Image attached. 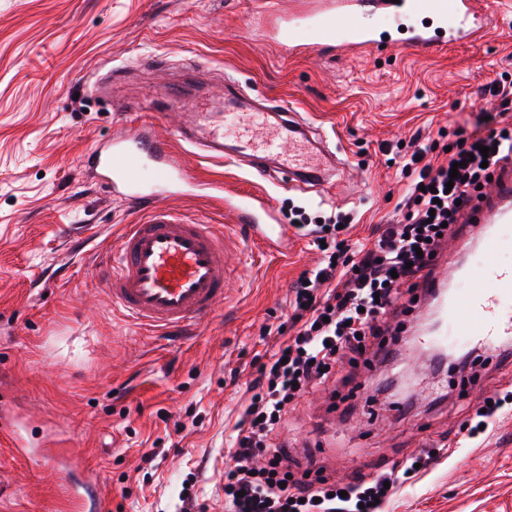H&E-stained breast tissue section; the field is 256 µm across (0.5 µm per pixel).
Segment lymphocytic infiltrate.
<instances>
[{
	"label": "lymphocytic infiltrate",
	"instance_id": "lymphocytic-infiltrate-1",
	"mask_svg": "<svg viewBox=\"0 0 512 512\" xmlns=\"http://www.w3.org/2000/svg\"><path fill=\"white\" fill-rule=\"evenodd\" d=\"M447 136V160L429 162L426 145L404 158L414 178L397 206L400 218L380 225L371 243L350 242L349 215L299 223L323 258L297 279L290 317L295 333L260 368L238 415L235 466L224 474L229 512H383L392 497L400 481L393 468L342 487L289 482L288 446L279 429L290 406L310 389L336 381L344 362L392 356L397 338L390 321L402 313L404 293L430 280L434 256L471 193L488 185L497 163L512 157V122L499 112L469 128L450 127Z\"/></svg>",
	"mask_w": 512,
	"mask_h": 512
}]
</instances>
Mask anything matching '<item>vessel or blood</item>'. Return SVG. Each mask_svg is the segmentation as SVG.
<instances>
[{
  "instance_id": "vessel-or-blood-1",
  "label": "vessel or blood",
  "mask_w": 512,
  "mask_h": 512,
  "mask_svg": "<svg viewBox=\"0 0 512 512\" xmlns=\"http://www.w3.org/2000/svg\"><path fill=\"white\" fill-rule=\"evenodd\" d=\"M420 16L425 24H417ZM492 22L479 0H316L279 17L270 37L289 56H342L396 40L434 54L458 40L485 38ZM176 138L208 147L214 160L247 161L258 178L282 174L312 188L323 186L339 164L335 144L306 114L249 97L230 74L224 77L223 111L196 105ZM86 164L109 193L151 205L143 223L125 226L118 249L96 270L113 306L164 334L209 319L223 304L232 275L224 232L156 205L161 193H179L190 181L187 170L172 161L169 142L140 127L93 150ZM493 184L494 191L472 200L463 217L480 229L477 248L448 278L433 282L442 294L434 304L438 324L427 342L442 352L459 344L492 349L512 336V261L504 257L512 249V161L497 169ZM226 204L255 238L273 247L282 242L283 228L271 223L261 199L235 196ZM68 497L83 512H104L84 475L72 477Z\"/></svg>"
}]
</instances>
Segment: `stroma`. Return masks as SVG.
I'll return each mask as SVG.
<instances>
[{"instance_id": "obj_1", "label": "stroma", "mask_w": 512, "mask_h": 512, "mask_svg": "<svg viewBox=\"0 0 512 512\" xmlns=\"http://www.w3.org/2000/svg\"><path fill=\"white\" fill-rule=\"evenodd\" d=\"M115 67L125 75L104 93ZM193 69L211 103L223 101L230 71L246 92L307 113L341 150L336 176L312 191L188 155L173 138L194 95L162 113L156 99ZM502 72L512 75V0L479 42L324 58L283 56L254 0H0V412L33 447L96 472L107 512H173L185 485L193 512H227L220 485L238 410L283 341L262 330L286 320L294 282L321 258L291 220L349 212L348 238L374 239L412 180L391 163L395 146L497 111L484 87ZM142 123L201 184L166 207L221 225L236 244L223 306L180 335L113 308L94 277L148 206L110 195L84 157ZM240 193L260 195L287 225L280 250L233 222L224 198ZM423 314L419 305L403 316L392 359L312 389L289 414L281 437L293 477L347 483L388 463L403 483L386 512H512V411L476 444L461 440L482 395L512 393V361L481 351L468 382L457 359H422L412 331ZM437 448L427 472H407L411 454ZM152 451L155 466L142 470ZM70 508L64 473L0 437V512Z\"/></svg>"}]
</instances>
